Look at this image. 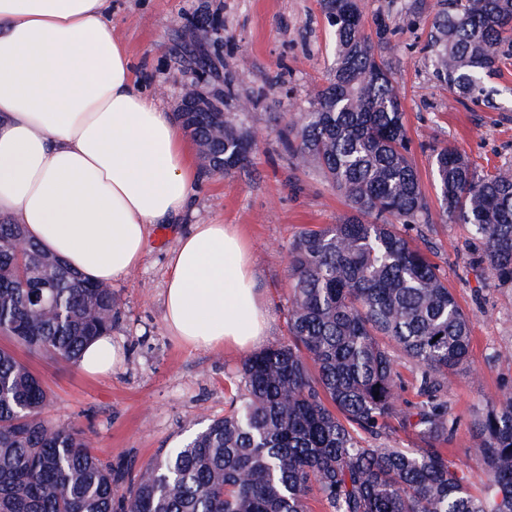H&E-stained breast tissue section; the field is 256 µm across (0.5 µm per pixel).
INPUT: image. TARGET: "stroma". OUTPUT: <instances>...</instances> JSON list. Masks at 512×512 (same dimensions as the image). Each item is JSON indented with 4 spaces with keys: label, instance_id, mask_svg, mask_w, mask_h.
<instances>
[{
    "label": "stroma",
    "instance_id": "stroma-1",
    "mask_svg": "<svg viewBox=\"0 0 512 512\" xmlns=\"http://www.w3.org/2000/svg\"><path fill=\"white\" fill-rule=\"evenodd\" d=\"M366 30L391 15L398 29L381 50L405 112L411 156L435 225L425 250L468 315L472 352L449 372L445 388L456 429L448 457L465 471L481 457L472 432L475 414L512 391V288L490 286L466 256L477 242L470 225L440 217L432 177V149L453 141L478 172L512 161V60L492 79L498 108L458 103L434 76L425 45L439 0H361ZM211 32L207 53L218 61L212 85L232 75L240 96L261 94L243 122L258 140L252 165L230 175H202L190 223L236 225L252 253L256 288L267 311L265 345L287 341L292 277L288 249L300 231L337 223L342 198L318 174L294 170L283 132L323 84L334 53L319 0H112L113 32L142 68L149 89L166 87L170 112L181 110L187 78L177 47L191 22ZM187 224L152 227L142 264L112 282L117 319L112 341L122 361L91 376L28 354L0 334L50 392L49 422L74 426L90 438L102 463L138 468L179 447L200 424L222 417L238 392L243 354L192 349L170 336L162 318L167 258Z\"/></svg>",
    "mask_w": 512,
    "mask_h": 512
}]
</instances>
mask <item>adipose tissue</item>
I'll return each mask as SVG.
<instances>
[{
  "label": "adipose tissue",
  "instance_id": "1",
  "mask_svg": "<svg viewBox=\"0 0 512 512\" xmlns=\"http://www.w3.org/2000/svg\"><path fill=\"white\" fill-rule=\"evenodd\" d=\"M111 0H0V215L85 278L128 276L155 224L194 208L198 174L170 112L112 33ZM163 320L187 347L265 334L249 247L194 224L168 257Z\"/></svg>",
  "mask_w": 512,
  "mask_h": 512
}]
</instances>
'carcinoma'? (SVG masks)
Listing matches in <instances>:
<instances>
[{"mask_svg":"<svg viewBox=\"0 0 512 512\" xmlns=\"http://www.w3.org/2000/svg\"><path fill=\"white\" fill-rule=\"evenodd\" d=\"M335 53L326 83L288 126L292 165L321 173L349 212L305 228L289 247V338L247 357L231 401L172 454L131 475L103 465L85 432L41 417L42 380L0 348V512H512V393L476 415L479 472L442 445L456 422L443 392L469 361L470 321L438 267L404 229L434 223L410 155L401 98L379 50L393 20L361 25L359 0H320ZM428 60L455 101L495 107L488 78L512 47V0H440ZM203 167L228 175L253 161V136L231 113L179 112ZM442 215L468 224L471 264L512 286V163L479 173L460 149L436 150ZM0 218V332L30 354L74 364L112 331V288L91 282ZM418 367L419 401L382 339ZM412 443H381L391 423Z\"/></svg>","mask_w":512,"mask_h":512,"instance_id":"obj_1","label":"carcinoma"}]
</instances>
